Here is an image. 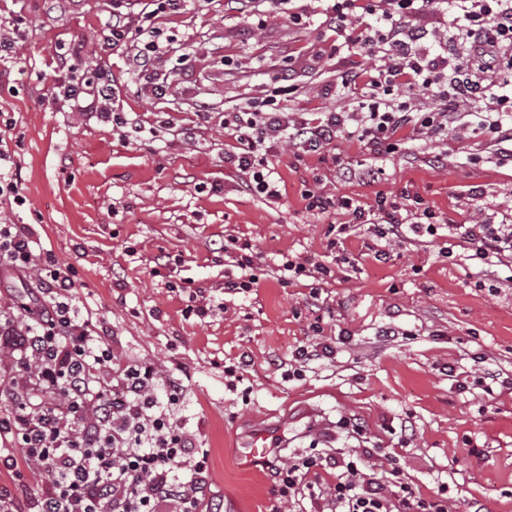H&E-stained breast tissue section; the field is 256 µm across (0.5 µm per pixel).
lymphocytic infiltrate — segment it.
Masks as SVG:
<instances>
[{
	"mask_svg": "<svg viewBox=\"0 0 512 512\" xmlns=\"http://www.w3.org/2000/svg\"><path fill=\"white\" fill-rule=\"evenodd\" d=\"M186 0H122L104 26L113 44H131L126 61L132 77L155 90L172 88L158 65L171 52L190 62L195 44L175 42L159 20L182 10ZM375 16L361 25L360 14ZM430 14L440 27L413 25ZM325 24L346 46L372 59L368 69L338 71L343 87L363 85L368 99L355 112L290 111L285 88L272 89L224 115L238 149L224 162L242 175L252 194L276 198L279 181L271 159L282 144L298 155L324 153L346 136L378 157L402 151L404 130L429 138L461 123L488 136L501 159H512V91L502 77L512 73V0H335ZM410 88L431 97L432 107L415 108L397 98ZM115 88L109 69L74 81L61 76L44 97L77 112H92L125 137H156L161 127H143L112 108ZM308 211L342 209L355 219L373 214L371 232L390 240L409 232L437 236L435 213L421 197L402 203L377 194L371 208L351 198L318 190L303 194ZM469 260L492 264L512 253V225L455 227ZM26 224H0V266L34 274V303L0 304V391L13 400L0 415V468L27 470L43 482L26 503L0 489V512H204L209 453L178 411L185 390L146 359L117 360L107 328L82 314L76 300V271L50 252L36 251ZM267 465L275 478L270 512L292 504L294 512H448V485L429 497L413 490L396 461L380 477L365 473L370 450L329 452L312 447L282 457L272 449ZM337 470L324 485L321 470Z\"/></svg>",
	"mask_w": 512,
	"mask_h": 512,
	"instance_id": "f902f5d3",
	"label": "lymphocytic infiltrate"
}]
</instances>
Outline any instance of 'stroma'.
<instances>
[{
  "label": "stroma",
  "instance_id": "1",
  "mask_svg": "<svg viewBox=\"0 0 512 512\" xmlns=\"http://www.w3.org/2000/svg\"><path fill=\"white\" fill-rule=\"evenodd\" d=\"M324 9L323 0H291L285 11L270 0H211L203 12L165 18L178 38L193 37L197 57L179 71L175 95L159 98L128 74L129 46L108 43L102 22L112 0H75L62 11L48 0H0V33H19L17 65L0 73V113L13 120L0 138L15 152L25 199L0 204V220L33 225L39 248L75 268L79 307L110 330L118 358H145L182 379L180 413L209 450L204 497L223 512H268L274 501L271 470L239 455L260 427L287 439L292 453L314 441L374 449V477L386 454L397 455L416 492L447 483L450 512H512V254L478 267L459 246L443 257V237L386 244L346 211L312 215L302 197L317 186L369 206L376 192L406 190L442 224L507 223L512 162H499L487 137L472 132L437 141L412 133L407 150L379 160L338 140L350 168L379 167L366 184L320 155L296 158L286 144L273 159L281 196L271 199L248 194L225 167L235 141L223 127L197 123V102L236 111L286 68L293 111L356 109L361 94L337 87L336 71L369 60L355 50L317 59L336 38ZM292 12L303 25L289 21ZM55 43L79 49L75 74L111 70L117 111L145 126L166 116L169 130L128 144L111 125L46 102L37 76L53 73ZM333 222L348 227L334 247ZM230 236L258 256L251 292L224 288L239 274L217 249ZM289 259L332 267L317 299L307 278L284 284ZM179 279L203 292L208 316L186 317L187 292L167 286ZM316 323L334 357L283 379L274 360L312 344ZM388 327L396 335H385ZM244 354L250 367L229 381L225 368ZM489 371L499 381L487 390L479 380ZM343 417L363 425V440L338 428ZM407 422L414 437L403 448Z\"/></svg>",
  "mask_w": 512,
  "mask_h": 512
}]
</instances>
